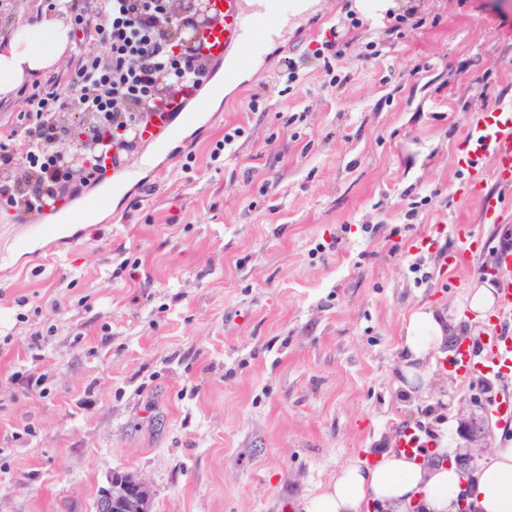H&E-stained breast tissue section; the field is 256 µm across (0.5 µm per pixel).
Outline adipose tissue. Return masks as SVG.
Instances as JSON below:
<instances>
[{
  "label": "adipose tissue",
  "mask_w": 512,
  "mask_h": 512,
  "mask_svg": "<svg viewBox=\"0 0 512 512\" xmlns=\"http://www.w3.org/2000/svg\"><path fill=\"white\" fill-rule=\"evenodd\" d=\"M71 44L70 28L60 19L35 18L17 26L0 45V99L10 98L34 75L55 69ZM449 334L433 310L413 312L405 327L401 374L406 388L426 379L423 362L444 345ZM446 447L431 449L416 463L382 450L375 464L352 458L317 494L305 499L303 512H458L468 493L475 512H512V443L491 448L470 473L458 468Z\"/></svg>",
  "instance_id": "obj_1"
}]
</instances>
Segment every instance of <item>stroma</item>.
Wrapping results in <instances>:
<instances>
[{"mask_svg":"<svg viewBox=\"0 0 512 512\" xmlns=\"http://www.w3.org/2000/svg\"><path fill=\"white\" fill-rule=\"evenodd\" d=\"M346 3L318 0L237 75L216 66L221 104L140 143L123 196L79 223L80 240L34 257L0 206L13 254L0 274V512H95L115 474L150 484V512H300L353 456L391 447L399 423L446 437L469 472L512 441L491 414L512 381L432 360L425 390L398 384L417 308L444 317L449 343H480L466 296L512 238V183L486 162L484 188L505 207L484 223L457 164L481 115L512 105V0H359L370 23L328 67L314 51ZM410 7L425 27L386 34L383 11ZM288 55L292 89L278 72ZM255 94L264 111H249ZM238 125L248 136L211 162ZM457 225L486 247L449 276L440 255ZM19 297L36 308L23 322ZM468 416L481 447L459 431Z\"/></svg>","mask_w":512,"mask_h":512,"instance_id":"stroma-1","label":"stroma"}]
</instances>
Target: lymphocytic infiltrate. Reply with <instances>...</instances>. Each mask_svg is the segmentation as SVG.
Listing matches in <instances>:
<instances>
[{
    "label": "lymphocytic infiltrate",
    "instance_id": "lymphocytic-infiltrate-1",
    "mask_svg": "<svg viewBox=\"0 0 512 512\" xmlns=\"http://www.w3.org/2000/svg\"><path fill=\"white\" fill-rule=\"evenodd\" d=\"M52 6L69 16L75 34L104 50L83 51L63 76L35 79L22 90L27 108L18 120L28 173L1 181L0 201L27 213L80 195L101 179L102 166L95 159L82 178L69 179L68 141L54 114L90 117L94 129L76 125L77 135H93L100 153L127 152L138 143L150 112L166 107L163 87L195 92L211 73L199 47L176 48L172 0H53Z\"/></svg>",
    "mask_w": 512,
    "mask_h": 512
}]
</instances>
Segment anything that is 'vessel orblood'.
Here are the masks:
<instances>
[{"mask_svg": "<svg viewBox=\"0 0 512 512\" xmlns=\"http://www.w3.org/2000/svg\"><path fill=\"white\" fill-rule=\"evenodd\" d=\"M212 17L211 24L203 31L200 47L211 63L226 61L232 50L248 56L259 54L271 42L280 40L285 15L277 0H207ZM179 100H172L164 113L148 120L142 127L141 137L155 141L177 133L173 124ZM492 159L499 174L512 176V113L498 111L486 113L473 128L461 165L471 171L466 185L470 194L479 196L486 223H497L503 210L499 196L485 192L481 178L482 164ZM481 239L465 227H458L456 244L441 256V267L450 271L468 262L475 252L483 248ZM493 281L498 291V303L489 313L491 324L480 346L457 342L439 358L441 368L460 378L483 376L499 380L512 379V336H503L499 327L512 323V246H499L494 254ZM436 440L421 443L420 431L411 426L398 430L392 448L412 461L422 460L424 447H436Z\"/></svg>", "mask_w": 512, "mask_h": 512, "instance_id": "obj_1", "label": "vessel or blood"}]
</instances>
